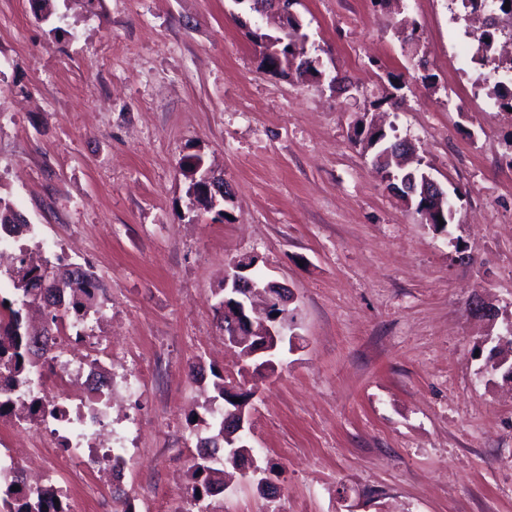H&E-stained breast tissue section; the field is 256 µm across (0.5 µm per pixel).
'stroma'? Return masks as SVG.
I'll use <instances>...</instances> for the list:
<instances>
[{"mask_svg":"<svg viewBox=\"0 0 512 512\" xmlns=\"http://www.w3.org/2000/svg\"><path fill=\"white\" fill-rule=\"evenodd\" d=\"M0 0V196L30 255L88 266L113 362L142 373L93 512H171L191 493L214 372L252 393L249 460L217 512H512V381L480 376L512 319V112L486 109L458 0H299L329 83L262 63L231 0ZM394 124L457 193L423 223L355 135ZM231 186L199 210L187 166ZM253 256L288 287L298 339L254 379L215 292ZM500 310L473 316L474 295Z\"/></svg>","mask_w":512,"mask_h":512,"instance_id":"obj_1","label":"stroma"}]
</instances>
